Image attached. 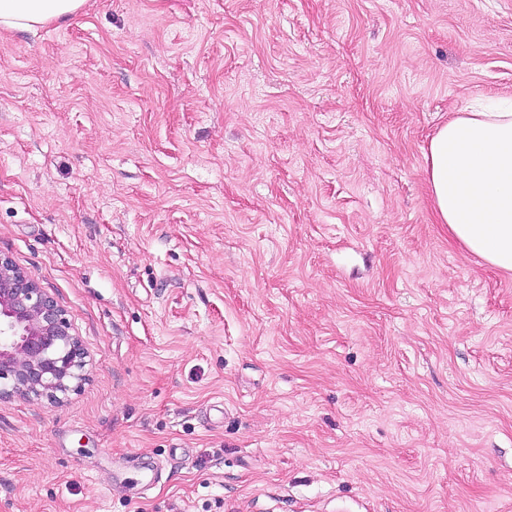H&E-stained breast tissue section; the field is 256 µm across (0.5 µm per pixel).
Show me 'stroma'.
Wrapping results in <instances>:
<instances>
[{
    "label": "stroma",
    "instance_id": "1",
    "mask_svg": "<svg viewBox=\"0 0 512 512\" xmlns=\"http://www.w3.org/2000/svg\"><path fill=\"white\" fill-rule=\"evenodd\" d=\"M512 0H86L0 30V255L86 378L0 399V512H512V274L425 154Z\"/></svg>",
    "mask_w": 512,
    "mask_h": 512
}]
</instances>
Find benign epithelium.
Instances as JSON below:
<instances>
[{
  "label": "benign epithelium",
  "mask_w": 512,
  "mask_h": 512,
  "mask_svg": "<svg viewBox=\"0 0 512 512\" xmlns=\"http://www.w3.org/2000/svg\"><path fill=\"white\" fill-rule=\"evenodd\" d=\"M85 358L55 299L0 256V399L56 400L83 381Z\"/></svg>",
  "instance_id": "obj_1"
}]
</instances>
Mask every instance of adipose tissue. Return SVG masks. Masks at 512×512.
<instances>
[{
	"label": "adipose tissue",
	"instance_id": "ef3b65f1",
	"mask_svg": "<svg viewBox=\"0 0 512 512\" xmlns=\"http://www.w3.org/2000/svg\"><path fill=\"white\" fill-rule=\"evenodd\" d=\"M84 0H0V26L43 25ZM438 223L469 252L512 274V107L462 109L439 127L425 155Z\"/></svg>",
	"mask_w": 512,
	"mask_h": 512
}]
</instances>
